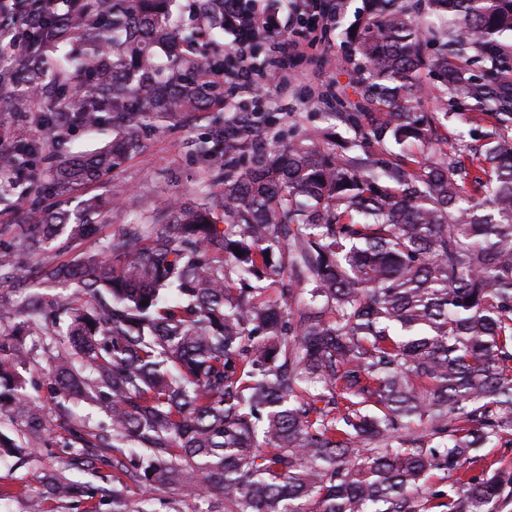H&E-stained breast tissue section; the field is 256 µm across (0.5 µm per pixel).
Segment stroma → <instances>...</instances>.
Segmentation results:
<instances>
[{
	"mask_svg": "<svg viewBox=\"0 0 512 512\" xmlns=\"http://www.w3.org/2000/svg\"><path fill=\"white\" fill-rule=\"evenodd\" d=\"M334 2L336 16L329 22L324 39L309 49L306 59L291 58L284 47L289 40H302L307 36V28L298 23L264 41L259 57L263 71L307 75L319 86L321 98L310 100L292 90L254 98L231 89L226 94L223 111L204 113L183 126L145 129L143 150L130 156L112 173V182L125 186L127 192L122 204L113 212L111 223L93 225L77 246L54 243L49 258L66 262L76 251L96 249L101 242L119 237L124 225L151 223L163 201L224 180L250 163L253 145L244 140L225 153L222 168L207 167L199 160L194 143L210 132L238 126L245 120L259 126L267 142L306 133L319 137L333 133L340 139L357 140L358 132L339 121L338 115L351 111L361 99L358 73L349 55L348 41L351 28L360 20L357 10L362 0ZM41 397L46 442L32 449L25 461L12 457L0 459V491L12 493L11 498L0 500V512H28L32 496L42 488L43 478L61 471L73 460L78 463L72 472L74 479L106 488L112 485L111 449L91 448L86 455L74 457L68 447L71 421L58 417L49 392H42ZM127 504L132 508L147 505L150 512H224V495L211 491L200 497L175 485H144L132 481L127 488Z\"/></svg>",
	"mask_w": 512,
	"mask_h": 512,
	"instance_id": "35a3bbf8",
	"label": "stroma"
}]
</instances>
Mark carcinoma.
Instances as JSON below:
<instances>
[{"mask_svg":"<svg viewBox=\"0 0 512 512\" xmlns=\"http://www.w3.org/2000/svg\"><path fill=\"white\" fill-rule=\"evenodd\" d=\"M172 0H78L67 12L19 0L0 24L26 28L24 53L0 64L6 105L63 143L73 126L112 127L91 151L61 153L57 192L107 182L142 148L149 124L177 125L224 107V8L201 0L202 36L181 38ZM365 0L350 41L364 106L340 113L364 140L336 152L310 134L271 145L159 224L59 263L42 257L112 221L109 196L80 210H34L0 250L10 278L36 259L37 279L78 291H32L15 331H0V456L41 444L43 406L20 370L42 362L49 389L88 401L111 429H71L73 443L111 448L112 467L147 482L218 488L230 512H512V470L483 466V448L512 436V84L473 69L475 50L501 64L512 0ZM474 100L494 129L448 154L424 112ZM245 130L196 142L210 168ZM374 141L380 151L366 149ZM416 144L390 161L387 145ZM45 144L0 139V214L25 200L13 174L39 170ZM242 254H236V251ZM279 278L278 288L266 281ZM39 359L23 338L45 324ZM134 444L140 454L125 455ZM43 494L94 497L59 472ZM127 485L112 482L115 512Z\"/></svg>","mask_w":512,"mask_h":512,"instance_id":"cac0c4a2","label":"carcinoma"}]
</instances>
